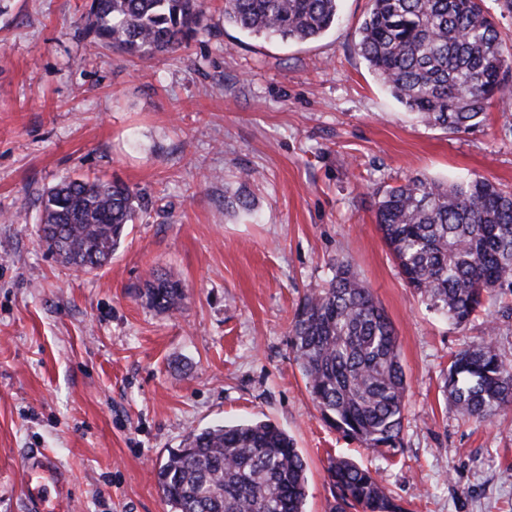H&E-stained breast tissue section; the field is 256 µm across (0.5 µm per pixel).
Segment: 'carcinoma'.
Listing matches in <instances>:
<instances>
[{"label":"carcinoma","mask_w":512,"mask_h":512,"mask_svg":"<svg viewBox=\"0 0 512 512\" xmlns=\"http://www.w3.org/2000/svg\"><path fill=\"white\" fill-rule=\"evenodd\" d=\"M339 0H224V24L281 42L321 37ZM83 30L96 47L145 59L176 52L207 29L203 0H89ZM357 51L393 97L449 133L478 127L494 101L512 100V50L484 0H372ZM40 240L62 263L92 273L112 260L144 195L120 180L65 178L39 198ZM375 218L407 285L463 327L498 290H512V192L484 177L415 175L380 195ZM143 295L168 311L180 280L156 274ZM296 361L324 420L372 449H396L409 388L398 336L353 268L334 264L294 314ZM444 393L462 416L486 422L512 411V363L495 341L455 353ZM334 512H404L367 468L331 458ZM170 512H305L306 465L271 422L205 427L156 471Z\"/></svg>","instance_id":"carcinoma-1"}]
</instances>
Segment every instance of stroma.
Here are the masks:
<instances>
[{"label": "stroma", "mask_w": 512, "mask_h": 512, "mask_svg": "<svg viewBox=\"0 0 512 512\" xmlns=\"http://www.w3.org/2000/svg\"><path fill=\"white\" fill-rule=\"evenodd\" d=\"M87 0H0V512H33L22 469L51 456L42 495L65 512H169L156 470L192 432L264 420L290 436L306 512H332L329 458L376 472L408 512H512V412L463 417L443 391L451 357L493 334L512 362V292L457 329L399 273L377 192L420 174L512 189V103L451 134L404 108L358 54L370 0H341L305 43L247 36L206 0L208 32L138 60L93 54ZM258 172L253 211L224 209ZM119 179L147 195L106 267L74 271L38 232L62 178ZM349 263L399 337L409 390L396 455L322 418L295 361L293 313ZM179 279L177 309L150 307L151 275Z\"/></svg>", "instance_id": "1"}]
</instances>
